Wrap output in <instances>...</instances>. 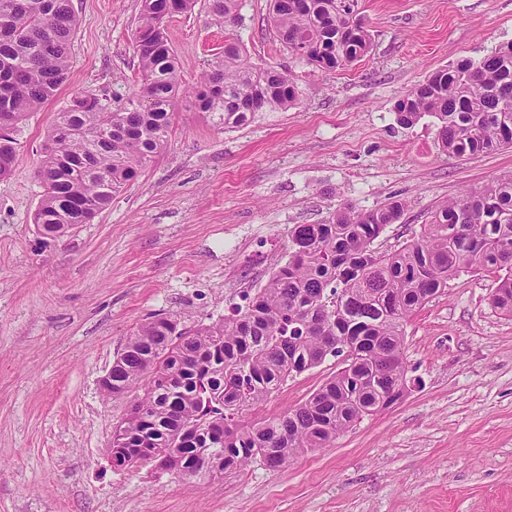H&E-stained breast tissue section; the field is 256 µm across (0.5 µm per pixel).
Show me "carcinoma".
Segmentation results:
<instances>
[{
	"label": "carcinoma",
	"mask_w": 512,
	"mask_h": 512,
	"mask_svg": "<svg viewBox=\"0 0 512 512\" xmlns=\"http://www.w3.org/2000/svg\"><path fill=\"white\" fill-rule=\"evenodd\" d=\"M219 23L239 21L241 0H209ZM195 0H143L133 50L139 83L110 109L78 93L40 145L43 194L33 223L46 240L89 224L167 146L183 94L166 28ZM269 19L299 62L343 70L367 55L359 0H270ZM77 27L72 0H0V177L16 164L18 124L66 82ZM302 92L290 74L254 65L224 40L196 100L224 129L262 112L288 110ZM437 120V142L461 158L512 148V44L432 73L396 104L409 128ZM404 203L374 210L344 203L324 224H295L288 258L230 317L187 330L153 316L112 363V393L139 388L112 434L117 468L170 448L188 482L207 476L204 459L237 469L259 459L279 468L325 448L364 416L402 398L404 323L443 294L464 269L496 276L493 307L512 316V176L466 190L430 212L420 237L382 253L375 241L400 220ZM342 367L302 404L256 421L241 419L288 377L327 358Z\"/></svg>",
	"instance_id": "obj_1"
}]
</instances>
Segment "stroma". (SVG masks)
<instances>
[{
  "label": "stroma",
  "instance_id": "stroma-1",
  "mask_svg": "<svg viewBox=\"0 0 512 512\" xmlns=\"http://www.w3.org/2000/svg\"><path fill=\"white\" fill-rule=\"evenodd\" d=\"M372 50L343 71L299 64L277 40L268 0H243L238 25L209 0L168 23L185 93L166 149L90 224L42 242L33 223L38 149L72 95L120 105L139 77L142 0H73L67 81L19 129L0 179V512H512V317L494 279L467 269L405 326L408 389L333 445L271 469L256 461L188 484L145 464L114 469L126 398L99 380L150 316L184 327L232 314L288 254V230L340 204L407 208L378 251L418 236L433 207L512 174V149L454 158L431 117L398 125L395 106L437 70L512 43V0H359ZM289 72L298 108L228 131L194 89L224 50ZM294 375L251 418L302 403L339 370Z\"/></svg>",
  "mask_w": 512,
  "mask_h": 512
}]
</instances>
